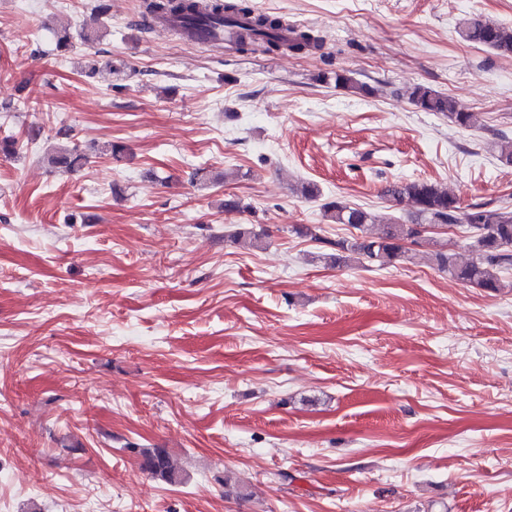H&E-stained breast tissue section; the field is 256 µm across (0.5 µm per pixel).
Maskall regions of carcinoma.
<instances>
[{"mask_svg":"<svg viewBox=\"0 0 512 512\" xmlns=\"http://www.w3.org/2000/svg\"><path fill=\"white\" fill-rule=\"evenodd\" d=\"M147 9L151 14L175 17L178 31L190 40L210 27L243 18L246 24L241 27L237 39L240 49L258 45L268 52L300 53L316 52L322 47L321 39L314 31L290 28L284 35V23L280 19L256 14L248 6L233 0H153ZM459 35L468 43L486 47L502 57H512V25L473 18L462 24ZM322 79L357 94H373L369 85L359 83L345 73L324 75ZM409 99L418 109L442 113L461 128L473 124L472 113L458 109L451 97L425 85L414 86ZM85 161L86 156L76 144L51 157L54 166L69 170L81 167ZM384 194L395 201L407 198L414 203L415 215L411 222L393 221L374 234V218L366 209L340 198L325 202L322 204L324 217L334 224H344L359 231L360 238L354 242L346 239L332 242L312 235L314 240L335 249L333 253L321 254L322 258L338 266L350 261L353 255H361L380 266L393 265L414 258L404 248V240L412 237L422 239L434 228L465 226L472 233L469 249L475 258L471 262L458 265L451 254L442 250L426 253L427 261L459 281L490 292L512 287L501 278L502 272L512 268V210L501 207L488 209L482 205L465 210L460 206L458 197L446 187L426 180L395 183L388 186ZM259 237L254 228L242 227L231 235V240L246 247L253 245ZM132 452L142 458V469L151 477L169 483L180 480L179 471L167 449L134 448Z\"/></svg>","mask_w":512,"mask_h":512,"instance_id":"obj_1","label":"carcinoma"}]
</instances>
